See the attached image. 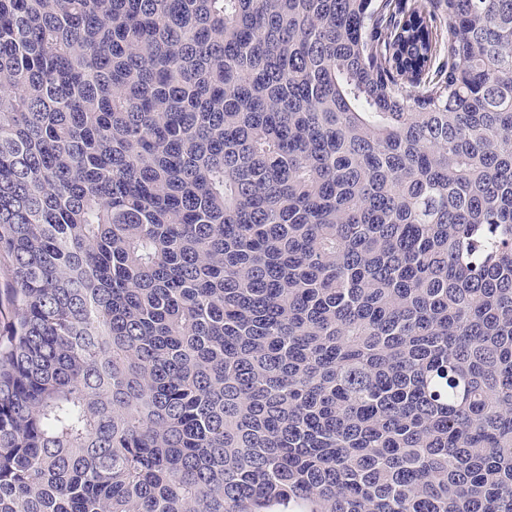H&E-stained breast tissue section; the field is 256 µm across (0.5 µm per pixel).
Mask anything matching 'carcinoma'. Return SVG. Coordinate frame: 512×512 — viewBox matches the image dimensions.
Instances as JSON below:
<instances>
[{"label":"carcinoma","mask_w":512,"mask_h":512,"mask_svg":"<svg viewBox=\"0 0 512 512\" xmlns=\"http://www.w3.org/2000/svg\"><path fill=\"white\" fill-rule=\"evenodd\" d=\"M512 0H0V512H512Z\"/></svg>","instance_id":"obj_1"}]
</instances>
